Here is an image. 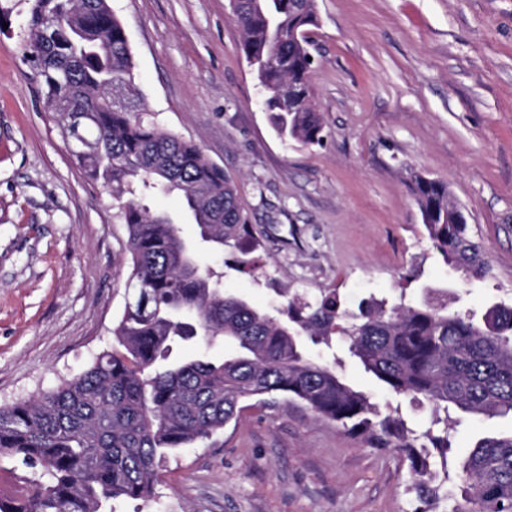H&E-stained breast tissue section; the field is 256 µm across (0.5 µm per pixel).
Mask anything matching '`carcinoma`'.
Segmentation results:
<instances>
[{"label":"carcinoma","instance_id":"obj_1","mask_svg":"<svg viewBox=\"0 0 512 512\" xmlns=\"http://www.w3.org/2000/svg\"><path fill=\"white\" fill-rule=\"evenodd\" d=\"M26 56L57 127L84 129L76 165L111 189L128 232L129 287L112 328L118 347L97 354L63 384L0 405V459L35 470L0 512H103L119 498L149 501L170 451L224 431L253 401L296 400L378 448L410 463V491L423 501H457L455 512H512V432L480 438L458 463L448 489L430 449L447 468L454 406L488 419L512 416V306L496 302L481 318L438 301L387 306L372 300L350 315L332 290L305 303L281 289L277 314L224 289V274L201 261L230 248L260 247L241 210L234 180L200 148L141 116L133 52L108 0H27ZM242 51L264 92L277 134L323 142L312 104L310 49L291 31L318 25L315 0H236ZM53 23L56 37L43 36ZM413 193L431 247L453 271L482 281L490 267L478 243L448 210V185L420 174ZM156 192L177 194L198 228L188 240ZM344 336L348 350L390 394L425 401L432 424L416 435L398 410L383 413L310 351ZM233 348L221 361L200 353L171 357L178 341Z\"/></svg>","mask_w":512,"mask_h":512}]
</instances>
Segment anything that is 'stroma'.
<instances>
[{
    "mask_svg": "<svg viewBox=\"0 0 512 512\" xmlns=\"http://www.w3.org/2000/svg\"><path fill=\"white\" fill-rule=\"evenodd\" d=\"M123 22L149 119L193 141L234 179L262 242L258 276L206 256L227 291L273 308L269 278L313 300L421 286L482 313L512 303V0H315L311 86L324 142L282 141L241 49L228 0H109ZM0 404L58 386L109 349L129 274L127 231L109 192L65 147L24 58L25 0H0ZM447 184L490 276L465 283L431 249L411 174ZM353 386L391 399L344 348ZM512 419L462 416L449 464ZM394 450L277 399L246 407L210 441L172 450L153 500L113 512H415Z\"/></svg>",
    "mask_w": 512,
    "mask_h": 512,
    "instance_id": "obj_1",
    "label": "stroma"
}]
</instances>
